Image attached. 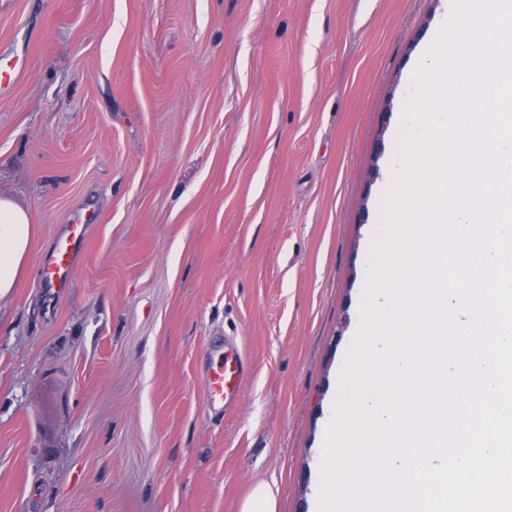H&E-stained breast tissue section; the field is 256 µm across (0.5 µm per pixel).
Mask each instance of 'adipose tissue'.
Instances as JSON below:
<instances>
[{"mask_svg": "<svg viewBox=\"0 0 512 512\" xmlns=\"http://www.w3.org/2000/svg\"><path fill=\"white\" fill-rule=\"evenodd\" d=\"M33 233L28 211L0 197V297L15 288L27 264Z\"/></svg>", "mask_w": 512, "mask_h": 512, "instance_id": "obj_1", "label": "adipose tissue"}]
</instances>
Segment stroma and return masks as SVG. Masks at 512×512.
Here are the masks:
<instances>
[{
  "instance_id": "1",
  "label": "stroma",
  "mask_w": 512,
  "mask_h": 512,
  "mask_svg": "<svg viewBox=\"0 0 512 512\" xmlns=\"http://www.w3.org/2000/svg\"><path fill=\"white\" fill-rule=\"evenodd\" d=\"M442 0H18L0 195V512H315L400 121ZM91 210L70 288L40 259ZM250 372L209 415L216 338ZM33 233L29 212L0 197V297L15 288L27 264ZM275 490L269 482L258 484L243 505V512H275Z\"/></svg>"
}]
</instances>
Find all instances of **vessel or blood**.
I'll return each instance as SVG.
<instances>
[{
    "label": "vessel or blood",
    "mask_w": 512,
    "mask_h": 512,
    "mask_svg": "<svg viewBox=\"0 0 512 512\" xmlns=\"http://www.w3.org/2000/svg\"><path fill=\"white\" fill-rule=\"evenodd\" d=\"M97 215L88 212L59 231L52 250L41 258L39 274L48 288H66L74 271V261L85 244L88 225ZM249 370V363L236 342L225 341L212 356L203 376V389L211 414L220 416L229 410Z\"/></svg>",
    "instance_id": "b4317fda"
}]
</instances>
